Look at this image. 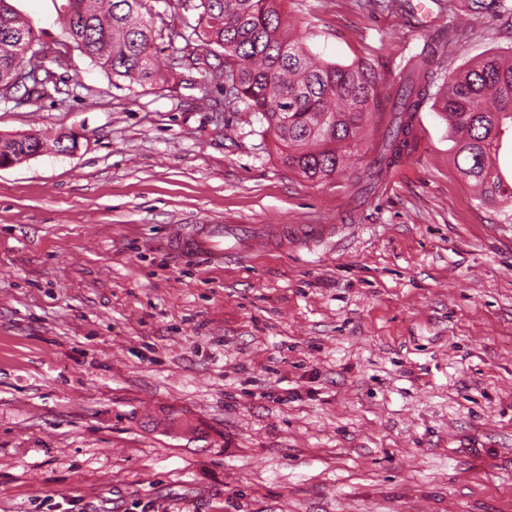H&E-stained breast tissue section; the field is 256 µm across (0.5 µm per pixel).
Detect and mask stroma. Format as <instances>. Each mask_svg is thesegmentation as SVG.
I'll return each instance as SVG.
<instances>
[{"label": "stroma", "mask_w": 512, "mask_h": 512, "mask_svg": "<svg viewBox=\"0 0 512 512\" xmlns=\"http://www.w3.org/2000/svg\"><path fill=\"white\" fill-rule=\"evenodd\" d=\"M64 2L11 0L54 83L0 96V133L82 139L0 169V512H512V207L462 180L428 105L367 179L401 61L432 42L455 71L511 47L512 16L285 0L306 50L379 78L348 168L310 181L256 115L206 109L197 68L112 79ZM152 4L164 64L198 13ZM174 224L338 231L186 262Z\"/></svg>", "instance_id": "stroma-1"}]
</instances>
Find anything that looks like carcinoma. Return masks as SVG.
Instances as JSON below:
<instances>
[{
  "label": "carcinoma",
  "instance_id": "obj_1",
  "mask_svg": "<svg viewBox=\"0 0 512 512\" xmlns=\"http://www.w3.org/2000/svg\"><path fill=\"white\" fill-rule=\"evenodd\" d=\"M284 0H185L198 11L192 34L205 54L192 59L206 86L224 93V104L262 116L273 133L278 158L308 180L331 177L345 167L346 148L357 140L377 91L368 66H339L308 54L290 37L281 17ZM476 17L509 13L508 0H471ZM7 0H0V95L24 91L38 99L34 80L15 81L18 73L49 76L40 56L21 45L36 40ZM63 33L115 79L139 85L166 82L155 63L154 13L150 0H65ZM392 117L374 159L381 173L394 159L416 150V113L428 103L448 115L454 164L464 180L492 205L512 204V179L498 167L503 138L512 134V64L493 53L450 74L440 73L437 51L410 56L390 87ZM74 131L52 143L27 134L0 135V157L21 160L51 146L77 147Z\"/></svg>",
  "mask_w": 512,
  "mask_h": 512
}]
</instances>
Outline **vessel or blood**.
<instances>
[{
  "label": "vessel or blood",
  "instance_id": "vessel-or-blood-1",
  "mask_svg": "<svg viewBox=\"0 0 512 512\" xmlns=\"http://www.w3.org/2000/svg\"><path fill=\"white\" fill-rule=\"evenodd\" d=\"M336 233L332 224H193L173 227L166 246L187 259L245 258L271 242L284 247H306Z\"/></svg>",
  "mask_w": 512,
  "mask_h": 512
}]
</instances>
